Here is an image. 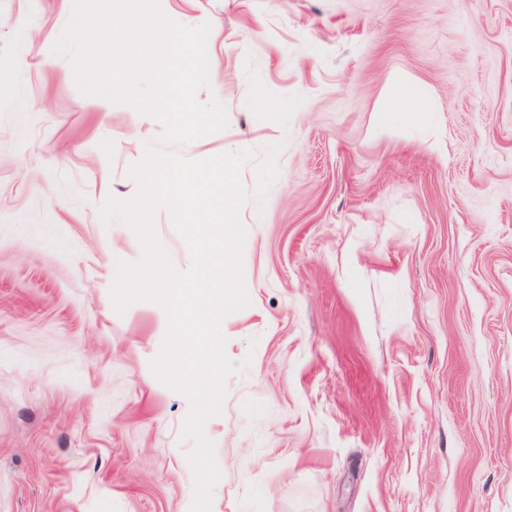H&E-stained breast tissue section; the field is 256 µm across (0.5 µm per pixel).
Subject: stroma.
<instances>
[{"label": "stroma", "mask_w": 512, "mask_h": 512, "mask_svg": "<svg viewBox=\"0 0 512 512\" xmlns=\"http://www.w3.org/2000/svg\"><path fill=\"white\" fill-rule=\"evenodd\" d=\"M160 2L210 23L229 119L180 154L250 151L251 192L287 143L240 212L211 512H512V0ZM70 10L0 0V512H190L165 314L116 313L142 249L98 215L162 128L78 91Z\"/></svg>", "instance_id": "35a3bbf8"}]
</instances>
